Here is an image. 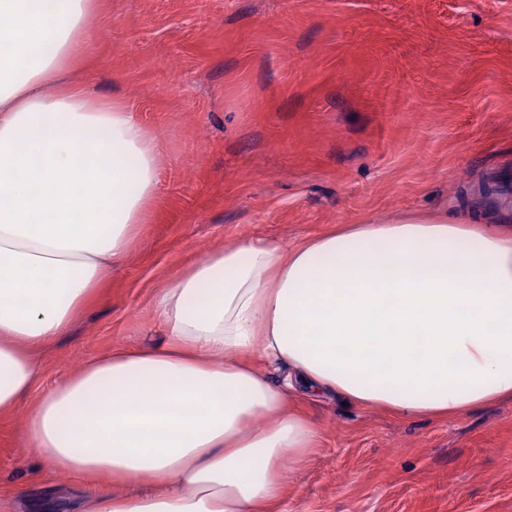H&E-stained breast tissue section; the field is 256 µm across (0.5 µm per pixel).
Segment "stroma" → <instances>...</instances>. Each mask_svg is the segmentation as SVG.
Segmentation results:
<instances>
[{
  "label": "stroma",
  "mask_w": 512,
  "mask_h": 512,
  "mask_svg": "<svg viewBox=\"0 0 512 512\" xmlns=\"http://www.w3.org/2000/svg\"><path fill=\"white\" fill-rule=\"evenodd\" d=\"M69 78L155 138L157 195L129 252L41 352L0 419V512H76L22 436L59 378L115 346L163 343L159 288L207 253L291 246L344 224L438 214L512 227L468 196L512 172V0H97ZM277 512H512V399L405 417L325 392Z\"/></svg>",
  "instance_id": "35a3bbf8"
}]
</instances>
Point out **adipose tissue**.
<instances>
[{"instance_id": "1", "label": "adipose tissue", "mask_w": 512, "mask_h": 512, "mask_svg": "<svg viewBox=\"0 0 512 512\" xmlns=\"http://www.w3.org/2000/svg\"><path fill=\"white\" fill-rule=\"evenodd\" d=\"M93 0H0V415L129 250L156 194L148 129L118 100L47 93ZM165 344L116 347L55 383L25 434L95 486L83 512H264L318 433L292 404L333 391L402 416L512 399V231L357 224L217 249L159 290ZM292 377L273 384L269 368ZM136 486L107 492L108 480Z\"/></svg>"}]
</instances>
